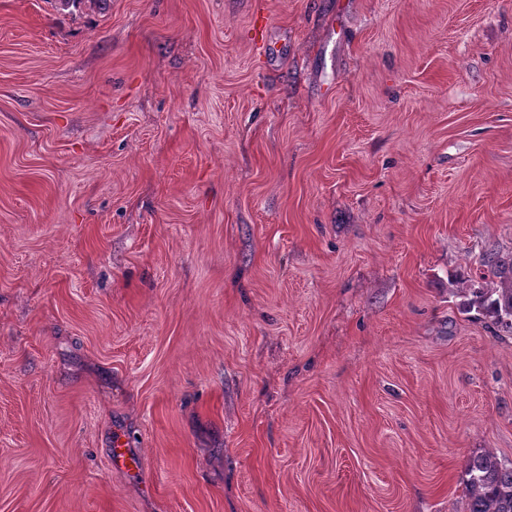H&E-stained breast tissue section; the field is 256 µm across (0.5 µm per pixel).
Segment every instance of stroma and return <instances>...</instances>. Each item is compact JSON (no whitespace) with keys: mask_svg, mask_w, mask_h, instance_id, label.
<instances>
[{"mask_svg":"<svg viewBox=\"0 0 512 512\" xmlns=\"http://www.w3.org/2000/svg\"><path fill=\"white\" fill-rule=\"evenodd\" d=\"M487 250L512 0H0V512H466Z\"/></svg>","mask_w":512,"mask_h":512,"instance_id":"1","label":"stroma"}]
</instances>
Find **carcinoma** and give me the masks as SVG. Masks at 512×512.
I'll return each mask as SVG.
<instances>
[{
  "label": "carcinoma",
  "mask_w": 512,
  "mask_h": 512,
  "mask_svg": "<svg viewBox=\"0 0 512 512\" xmlns=\"http://www.w3.org/2000/svg\"><path fill=\"white\" fill-rule=\"evenodd\" d=\"M57 9L69 14L83 7L105 10L108 0H54ZM478 264L480 279L486 287L469 290L473 299L463 304V311L473 310L491 319L498 328L512 333V253L502 255L489 251L482 254ZM468 497V512H512V462L500 459L489 450L470 456L463 474Z\"/></svg>",
  "instance_id": "cac0c4a2"
}]
</instances>
